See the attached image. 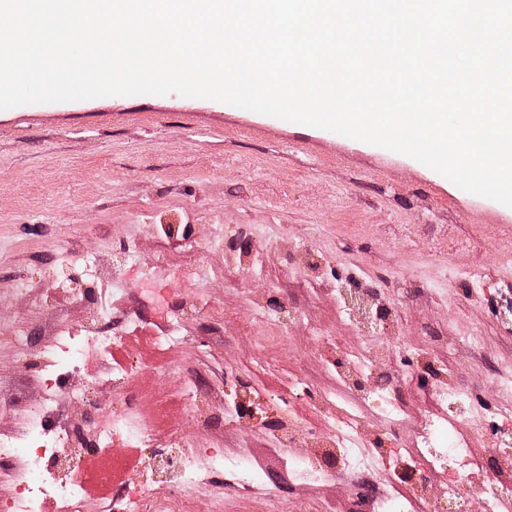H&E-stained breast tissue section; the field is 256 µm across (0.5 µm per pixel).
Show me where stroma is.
Listing matches in <instances>:
<instances>
[{"mask_svg":"<svg viewBox=\"0 0 512 512\" xmlns=\"http://www.w3.org/2000/svg\"><path fill=\"white\" fill-rule=\"evenodd\" d=\"M255 249L253 270L229 255ZM112 266L100 283L94 268ZM370 289L389 315L356 325L341 288ZM74 288L105 292L122 335L113 361L151 360L133 389L100 387L102 405H131L159 436L183 426L197 448L247 453L278 495L187 491V512H363L344 476L296 471L306 451L275 450L272 435L233 414L199 429L180 395L204 376L215 404L248 396L280 417L287 404L305 431L340 429L337 360L367 345L397 344L399 385L371 380L396 423L372 447L395 476L415 434L442 422L459 436L469 420L448 412L443 386L467 385L485 423L512 407V207L466 192L406 155L226 103L167 95L110 96L0 110V434L24 429L42 393L20 362L14 328L39 338L75 327ZM228 311L211 324L173 322L186 298ZM479 331L448 350L447 331ZM179 336L176 349L159 344Z\"/></svg>","mask_w":512,"mask_h":512,"instance_id":"stroma-1","label":"stroma"}]
</instances>
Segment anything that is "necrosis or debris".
<instances>
[{
    "instance_id": "1",
    "label": "necrosis or debris",
    "mask_w": 512,
    "mask_h": 512,
    "mask_svg": "<svg viewBox=\"0 0 512 512\" xmlns=\"http://www.w3.org/2000/svg\"><path fill=\"white\" fill-rule=\"evenodd\" d=\"M76 301L84 306L85 318L79 331L56 337L49 342L31 341L26 330L13 336L23 347L22 361L38 369L44 382L42 402L28 427L17 435H0V473L11 476L14 495L0 502V512H46V503L56 505V512H85L88 480L84 469L86 456L111 446L114 439L126 437L150 446L157 468H145L139 478L138 497L127 498L124 489L113 492L114 500L130 499L134 512H182L181 492L186 488L209 487L214 473L232 468L237 475L238 495H249L263 481L262 473L244 454L226 462L223 451L195 448L176 432L157 438L152 427L130 424L129 413L112 415L108 426H101V406L88 399L85 376V350L94 345L101 360H108L120 338L113 332L112 310L103 302L91 301L79 293ZM66 393L69 403L57 401ZM474 433L481 437L482 448L462 449L460 440L442 433L445 449L432 448L429 429H422L415 454L422 458L427 470L446 473L447 469L465 475V483L449 481V496L458 498V512H467L468 501L483 499L490 512L512 492V429L500 426L485 431L475 422ZM490 448L497 465L485 464L483 448ZM301 467L310 473L348 476L352 486H360L369 474L365 457L350 448L343 437H315L311 453L302 459ZM164 472L170 491L166 502H156L151 487L157 472Z\"/></svg>"
}]
</instances>
